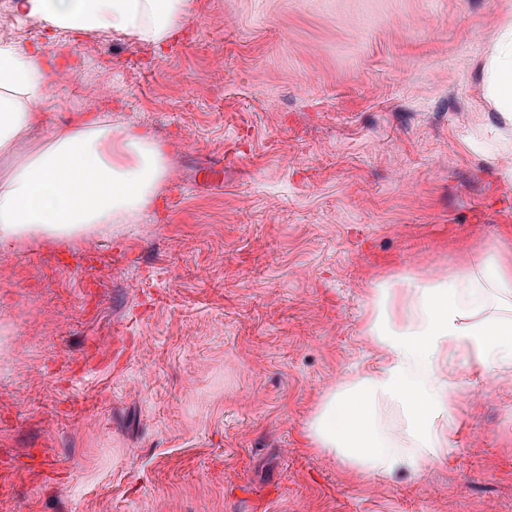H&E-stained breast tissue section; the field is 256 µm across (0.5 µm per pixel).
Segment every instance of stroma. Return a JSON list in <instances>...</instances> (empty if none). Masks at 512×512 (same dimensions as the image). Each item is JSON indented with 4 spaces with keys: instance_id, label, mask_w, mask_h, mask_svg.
I'll list each match as a JSON object with an SVG mask.
<instances>
[{
    "instance_id": "obj_1",
    "label": "stroma",
    "mask_w": 512,
    "mask_h": 512,
    "mask_svg": "<svg viewBox=\"0 0 512 512\" xmlns=\"http://www.w3.org/2000/svg\"><path fill=\"white\" fill-rule=\"evenodd\" d=\"M512 0H191L163 49L46 34L85 114L168 155L137 224L0 249V512H512V386L465 361L452 446L362 478L314 448L322 398L380 363L372 285L512 234L481 137ZM68 85L0 182L68 125ZM482 396L473 404L472 396Z\"/></svg>"
}]
</instances>
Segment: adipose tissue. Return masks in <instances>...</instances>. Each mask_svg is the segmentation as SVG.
Segmentation results:
<instances>
[{
	"label": "adipose tissue",
	"instance_id": "1",
	"mask_svg": "<svg viewBox=\"0 0 512 512\" xmlns=\"http://www.w3.org/2000/svg\"><path fill=\"white\" fill-rule=\"evenodd\" d=\"M190 0H11L21 21L54 32L116 31L163 48L189 15ZM59 57L0 43V151L41 125ZM482 88L492 111L512 122V24L483 51ZM169 160L151 133L108 120L54 132L49 146L0 185V247L28 236L59 240L139 223L159 199ZM366 333L383 352L377 369L322 401L308 432L357 476L420 469L449 446L458 384L451 363L465 354L491 377L512 369V247L471 254L448 276L408 279L401 294L373 284ZM399 418L384 431L385 413Z\"/></svg>",
	"mask_w": 512,
	"mask_h": 512
}]
</instances>
